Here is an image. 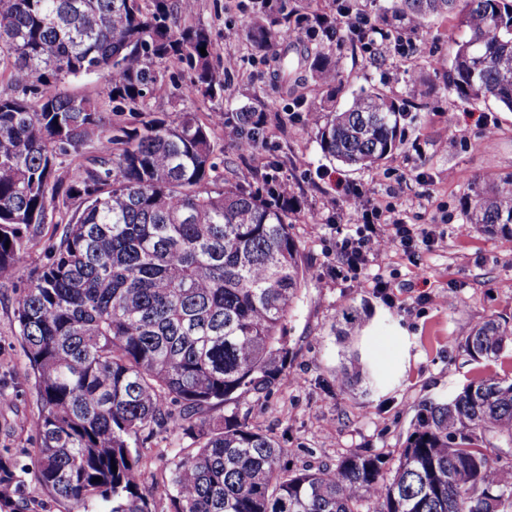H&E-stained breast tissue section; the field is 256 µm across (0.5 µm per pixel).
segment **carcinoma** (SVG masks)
I'll return each instance as SVG.
<instances>
[{
  "label": "carcinoma",
  "mask_w": 512,
  "mask_h": 512,
  "mask_svg": "<svg viewBox=\"0 0 512 512\" xmlns=\"http://www.w3.org/2000/svg\"><path fill=\"white\" fill-rule=\"evenodd\" d=\"M196 0H0V67L23 96H0V282L14 281L41 225L63 208L48 263L19 290L14 321L38 414V482L57 502L91 512H512V378L484 375L451 397L422 402L400 461L354 452L335 466L288 470L284 449L239 412L287 378L286 325L308 272L292 233L296 193L257 182H220L213 130H236V148L267 138L265 105L185 112L177 122L149 104L186 68L177 97H222L224 76L202 25H186ZM456 12L464 36L448 85L512 112V0H388L379 28H423ZM288 0H259L248 38L277 77L304 67L324 102L315 138L323 156L373 167L402 144L403 109L378 88L336 106L344 67L331 46L336 23ZM314 42L288 56L283 32ZM205 48L201 54L199 48ZM96 75L112 111L61 91ZM73 168L60 172L57 159ZM465 217L512 238V174L472 183ZM474 361L512 348V322L475 324L461 345ZM354 359L337 376L361 379ZM190 439L169 478L144 486L141 449L162 434ZM27 467L0 453V512H32ZM102 481L95 482L93 478Z\"/></svg>",
  "instance_id": "1"
}]
</instances>
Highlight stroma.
<instances>
[{
    "label": "stroma",
    "instance_id": "stroma-1",
    "mask_svg": "<svg viewBox=\"0 0 512 512\" xmlns=\"http://www.w3.org/2000/svg\"><path fill=\"white\" fill-rule=\"evenodd\" d=\"M252 0H197L190 24L211 32L213 63L234 54L238 68L224 81L223 105L236 108L256 95L267 108V146L240 153L216 129L218 175L234 180L241 169L266 173L278 163L293 177L302 210L292 226L301 261L310 273L288 319L293 357L288 379L262 400L242 397L250 423L285 450L292 469L332 465L356 451L378 455L385 473L399 465L412 420L424 399L452 395L487 374L512 378V349L495 361H474L460 347L472 325L494 316L512 321V239L481 232L463 210L475 179L512 172V112L465 99L447 85L448 62L461 36L453 16L435 17L412 35L414 49L401 57L367 48L339 33L332 46L352 88L384 89L403 107V144L365 170L325 159L310 115L274 79L246 25ZM437 87L419 96L422 77ZM393 198L409 223L430 242L407 252L390 247L372 256L359 274H336V242L355 226L337 203V183ZM383 287H374L373 276ZM16 289L0 283V449L31 464L38 446V414L15 335ZM356 308L364 324L344 336L343 312ZM369 375L349 390L336 375L352 355Z\"/></svg>",
    "mask_w": 512,
    "mask_h": 512
}]
</instances>
